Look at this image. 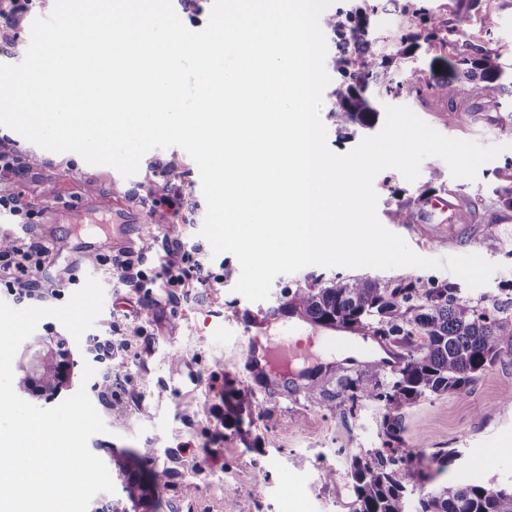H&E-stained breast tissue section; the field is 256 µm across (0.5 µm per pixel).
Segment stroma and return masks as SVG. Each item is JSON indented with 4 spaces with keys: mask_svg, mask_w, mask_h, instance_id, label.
Masks as SVG:
<instances>
[{
    "mask_svg": "<svg viewBox=\"0 0 512 512\" xmlns=\"http://www.w3.org/2000/svg\"><path fill=\"white\" fill-rule=\"evenodd\" d=\"M438 15L450 34L442 43L420 49L398 76L399 93L382 97L391 106L409 107L444 136L501 146L494 159L482 164L475 179H456L440 158L423 161L418 179L407 182L394 169L381 171L374 180L377 216L389 224L418 255L446 259L449 252L476 254L496 270L473 296L493 295L512 285V208L502 202L504 189L512 188V96L483 92L466 104V122H459L446 103L430 94L416 93L426 85L435 59L452 53L462 43L496 51L512 64V0H422ZM492 27H484L485 15ZM342 78L332 74L323 93L321 117L327 144L337 153L354 148L366 131L351 125L341 129L327 108ZM9 140L32 166L23 177L28 199L37 211L31 224H15L0 215V235L28 233L51 240L55 259L51 275L80 276L83 258L77 252V231L68 222L69 211L82 208L107 241L103 251L116 255L142 247L140 225L151 222L144 198L159 188L156 160H170L182 173V189L189 210L176 224L155 226L156 242L148 252V265L160 268L165 248L176 244L196 250L198 260L224 283L190 291L170 289L157 279L150 295L132 292L114 278L109 267L94 270L105 292L103 311L81 340L55 319L40 321L33 336L19 348L13 362L15 378H22L43 337L57 336L55 363L61 364L55 385L59 398L85 389L103 418L106 432L94 435L90 450L106 464L114 493L96 495L91 508L108 506L110 512H353L356 499L347 476L352 453L382 447L379 409L366 402L341 403L329 408L328 396L336 390L339 370L333 356L317 350L321 371L314 378L268 397L254 392L245 370L244 312L273 308L283 301L285 288L324 283L336 277H358L381 283L420 275L457 282L447 269H390L308 266L277 276L267 300L252 302L235 292L240 275L236 257L215 255L200 236L206 203L198 168L181 148L147 152L138 172L121 177L109 166L88 171L73 152L54 153L29 142L15 131L0 127V139ZM442 196L456 190L472 202L474 212L488 228L485 236L468 245L449 249L447 239L430 237L425 225L442 223L440 214L421 207L427 190ZM420 207L416 224H390L388 213L397 203ZM123 341L125 348L112 356L96 355L95 341ZM96 373L83 379L84 365ZM113 373L118 399L103 395L101 376ZM245 390L250 402L237 406L233 394ZM512 399V355L502 356L474 382L468 394L429 397L402 409L403 450L427 439L435 448H454L458 457L447 467L430 466L432 484L512 486V409L502 404ZM166 472L164 486L153 476ZM137 479L143 490L130 502L124 486Z\"/></svg>",
    "mask_w": 512,
    "mask_h": 512,
    "instance_id": "35a3bbf8",
    "label": "stroma"
}]
</instances>
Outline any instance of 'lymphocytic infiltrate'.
I'll list each match as a JSON object with an SVG mask.
<instances>
[{
  "mask_svg": "<svg viewBox=\"0 0 512 512\" xmlns=\"http://www.w3.org/2000/svg\"><path fill=\"white\" fill-rule=\"evenodd\" d=\"M30 163L5 142H0V178L10 179V186L0 185V212L31 220L34 208L21 187L20 179ZM166 180L163 188L149 199L147 206L154 223L168 224L185 210V197L173 163L160 165ZM53 260L52 246L43 240L24 237H0V287L15 302H22L37 292L56 287L57 282L48 277ZM95 265H111L112 270L134 290L145 288L155 279L153 270L145 266L144 253L122 255L105 260L96 257ZM167 284L172 288H190L193 285L214 286L218 279L206 270L191 254L181 247L168 248L164 265Z\"/></svg>",
  "mask_w": 512,
  "mask_h": 512,
  "instance_id": "obj_1",
  "label": "lymphocytic infiltrate"
}]
</instances>
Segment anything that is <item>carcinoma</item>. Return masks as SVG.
I'll return each instance as SVG.
<instances>
[{"instance_id":"obj_1","label":"carcinoma","mask_w":512,"mask_h":512,"mask_svg":"<svg viewBox=\"0 0 512 512\" xmlns=\"http://www.w3.org/2000/svg\"><path fill=\"white\" fill-rule=\"evenodd\" d=\"M378 5L346 11L339 8L324 20L335 35L336 71L345 89L336 92L332 114L343 126L373 127L379 119L373 90L396 94L399 64L421 44L443 40L436 14L405 0L406 21L392 39L391 51L374 49L370 17ZM444 74H432L427 87L454 106L461 83L480 91L512 94V70L492 50L469 43L440 59ZM420 211L398 204L390 211L394 224H414ZM282 310L335 328L375 337L402 350L389 379L382 367L369 364L356 377L339 379L329 407L342 399L356 406L375 402L381 409L380 428L385 447L358 452L351 458L348 477L353 481L355 512H512V489L497 486L439 485L417 499L412 493L427 475L410 456L426 454L427 440L402 454L398 445L404 431L401 410L422 398L447 393L466 395L476 376L512 354V287L493 296L475 298L457 285L422 277L400 278L385 284L358 278L336 279L290 289Z\"/></svg>"}]
</instances>
